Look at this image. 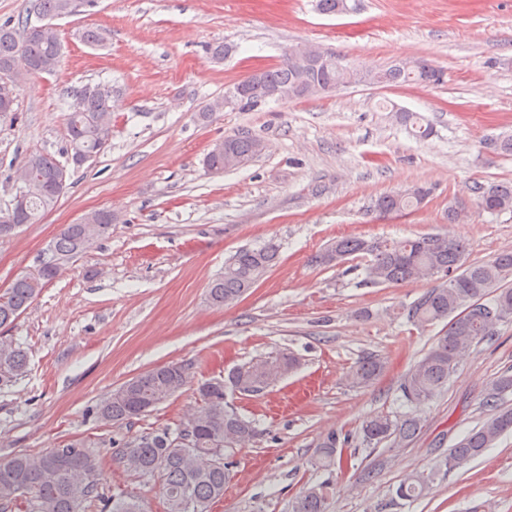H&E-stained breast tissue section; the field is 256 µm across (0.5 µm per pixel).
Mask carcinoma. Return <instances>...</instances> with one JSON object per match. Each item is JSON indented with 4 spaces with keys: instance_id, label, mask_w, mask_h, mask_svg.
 Instances as JSON below:
<instances>
[{
    "instance_id": "carcinoma-1",
    "label": "carcinoma",
    "mask_w": 512,
    "mask_h": 512,
    "mask_svg": "<svg viewBox=\"0 0 512 512\" xmlns=\"http://www.w3.org/2000/svg\"><path fill=\"white\" fill-rule=\"evenodd\" d=\"M77 0H34L37 14L51 19L77 13ZM319 11L339 15L347 11V0H318ZM62 44L57 30L47 25L37 28L26 23L17 28L0 25V75L20 79L33 67L37 73H52L60 66ZM340 55L320 46L295 47L284 53L279 64L249 74L260 89L282 91V101L324 96L341 86L369 81L373 84H438L441 70L423 60L405 61L373 72H358L338 65ZM117 91L109 82L85 84L76 94L66 118L71 151L93 157L104 152L112 141V112ZM396 120L419 139L431 136L433 129L414 112L394 110ZM265 144L252 135H233L227 143H217L207 152L203 164L212 173L237 169L258 157ZM484 148L512 156V134L487 138ZM58 161L41 153L28 154L16 174L18 189L25 195L19 211L0 213V236L21 224H35L57 203L49 187ZM478 209L497 213L512 210V184L475 182L470 186ZM431 195V188L415 185L377 197L373 211L380 215L417 209ZM112 224V211L95 210L85 223L69 224L54 239L46 258L54 266L37 277L27 271L6 292L0 294V328L12 325L48 283L79 254L92 248ZM279 245L267 242L242 249L224 262V274L209 284V298L217 306L237 302L279 261ZM368 257L361 267L360 285L379 287L429 283V288L405 309L407 321L418 329L443 324L427 352L414 364L399 385L401 410L377 412L361 424L360 442L372 450L409 444L423 425L424 407L448 386L463 360L477 345L491 339L504 324L512 323V288L503 282L512 277V250L497 253L485 262L467 263V243L448 234H424L398 240H372L341 237L311 257L322 268L337 267L356 257ZM300 365L292 354L278 351L236 365L225 375L197 383L196 402L190 415L193 444L183 447L175 440L177 429L170 426L142 431L114 439L112 461L125 472L158 485L166 512H211V506L224 497L231 479L233 462L221 458L253 442L260 434L255 420L241 413L224 389L240 397H253L288 376ZM28 366L26 353L18 346L0 340V382L22 377ZM384 369L377 356L367 355L351 367L347 382L366 387ZM191 373L179 371L176 364L154 367L123 384L103 398L96 408L97 418L107 426L130 424L136 406L155 409L185 388ZM512 393V367L500 372L489 384L482 399L488 417L459 436L444 458L433 469L412 472L392 489L399 505L427 496L441 471H452L495 447L500 437L512 429V408L506 397ZM99 442L70 440L68 448L81 449L70 470L56 467L50 460L54 449L20 451L0 461V512H88L94 503L101 512H141L133 497L107 495L104 463L94 452ZM339 438L330 431L319 443L312 466L317 470H346L352 459L338 452ZM333 487L321 482L304 488L292 503V512H327Z\"/></svg>"
}]
</instances>
